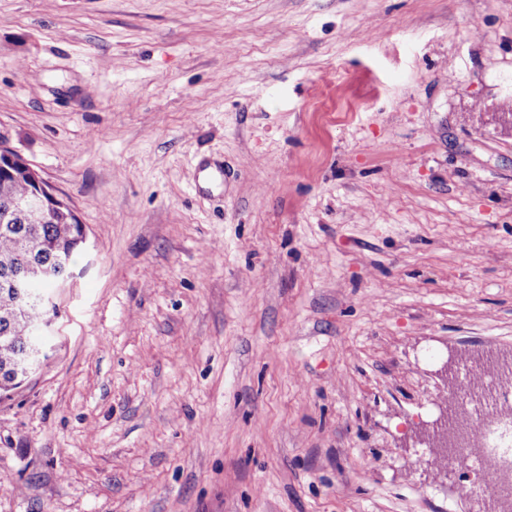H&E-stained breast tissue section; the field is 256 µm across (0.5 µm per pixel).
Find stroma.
I'll use <instances>...</instances> for the list:
<instances>
[{
    "mask_svg": "<svg viewBox=\"0 0 512 512\" xmlns=\"http://www.w3.org/2000/svg\"><path fill=\"white\" fill-rule=\"evenodd\" d=\"M0 144L87 232L0 512H479L412 448L512 359V0H0Z\"/></svg>",
    "mask_w": 512,
    "mask_h": 512,
    "instance_id": "1",
    "label": "stroma"
}]
</instances>
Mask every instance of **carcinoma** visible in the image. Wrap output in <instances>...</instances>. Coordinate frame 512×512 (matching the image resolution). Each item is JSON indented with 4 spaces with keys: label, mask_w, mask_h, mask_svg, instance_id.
<instances>
[{
    "label": "carcinoma",
    "mask_w": 512,
    "mask_h": 512,
    "mask_svg": "<svg viewBox=\"0 0 512 512\" xmlns=\"http://www.w3.org/2000/svg\"><path fill=\"white\" fill-rule=\"evenodd\" d=\"M33 185L19 169L0 174V394L21 386L25 375L19 365L32 345L30 324L50 318V311L31 300L22 299L4 286L14 271L36 265L52 272L44 287L65 282L71 274L74 256L80 250L79 225L48 220L33 224L24 215L13 213L1 220L12 201L32 192Z\"/></svg>",
    "instance_id": "cac0c4a2"
}]
</instances>
